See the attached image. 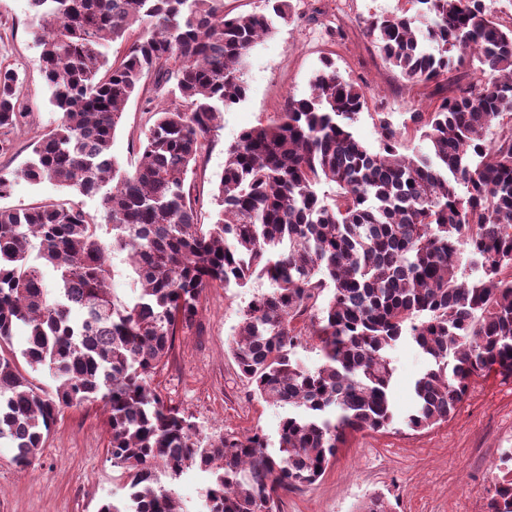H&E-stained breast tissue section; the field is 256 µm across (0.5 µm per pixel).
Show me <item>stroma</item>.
I'll return each mask as SVG.
<instances>
[{
	"mask_svg": "<svg viewBox=\"0 0 512 512\" xmlns=\"http://www.w3.org/2000/svg\"><path fill=\"white\" fill-rule=\"evenodd\" d=\"M290 22L272 18V30L253 47L242 70L245 99L225 110L221 128L193 176L201 223L212 221L211 193L224 171L226 149L242 130L282 112L288 99L311 93L322 57L340 74L363 86L368 107L353 129L370 150H378L374 112H390L402 124L425 108L431 87L409 83L387 65L365 34L368 20L406 15L424 26L416 0H292ZM30 0H0V65L17 68L21 97L29 115L0 151V172L12 181L0 206L23 209L43 203H69L99 218L98 201L45 180L33 183L21 171L31 157L35 135L53 129L59 115L49 103L50 88L40 69L41 48L33 34ZM153 81L126 105L112 142V153L133 168L138 138L149 125ZM266 280L248 288L206 289L201 315L191 330L178 332L166 366L150 379L164 401L191 415L201 438L259 429L268 451L277 454L279 427L286 408L253 396L229 350L242 309L265 292ZM393 421L388 429L348 435L325 474L315 483L285 492L280 512H358L368 498L385 495L396 512H481L492 480L512 458V380L488 375L472 381L448 421L415 431L406 420L416 401L414 384L428 367L425 355L409 341L391 351ZM14 451L0 441V512H97L101 500L124 499V478L108 453L104 415L99 406L69 408L59 416L41 453L27 470L13 461ZM183 512H199L207 485L205 473L191 470L178 478L161 475Z\"/></svg>",
	"mask_w": 512,
	"mask_h": 512,
	"instance_id": "obj_1",
	"label": "stroma"
}]
</instances>
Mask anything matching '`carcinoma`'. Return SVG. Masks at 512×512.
Wrapping results in <instances>:
<instances>
[{"mask_svg": "<svg viewBox=\"0 0 512 512\" xmlns=\"http://www.w3.org/2000/svg\"><path fill=\"white\" fill-rule=\"evenodd\" d=\"M416 2L425 28L387 15L365 33L408 81L435 84L426 111L401 126L376 113L380 145L369 150L353 130L365 89L323 58L309 97L288 98L226 150L214 221L201 224L188 176L224 110L246 97L241 71L268 16H229L224 0H31L59 121L22 174L97 197L103 222L63 204L0 207V439L17 466L37 458L62 411L97 404L127 478L126 498L98 512H183L156 470L193 467L209 474L204 512H257L316 482L349 433L392 424L399 342L429 360L413 430L447 421L474 378L512 379V28L484 0ZM136 26L149 34L131 39ZM127 40L109 63L108 44ZM474 60L479 77L467 81L460 70ZM150 74L167 100L128 171L112 141ZM21 85L0 66L1 151L26 116ZM415 137L429 151L402 153ZM323 183L336 186L331 204ZM116 258L135 274L130 300L112 293ZM254 278L270 288L243 310L231 354L260 399L293 408L275 456L258 429L201 441L148 382L177 331L195 325L205 289ZM18 328L26 372L4 353ZM304 335L325 359L313 370L292 358ZM486 512H512V468L496 475Z\"/></svg>", "mask_w": 512, "mask_h": 512, "instance_id": "obj_1", "label": "carcinoma"}]
</instances>
